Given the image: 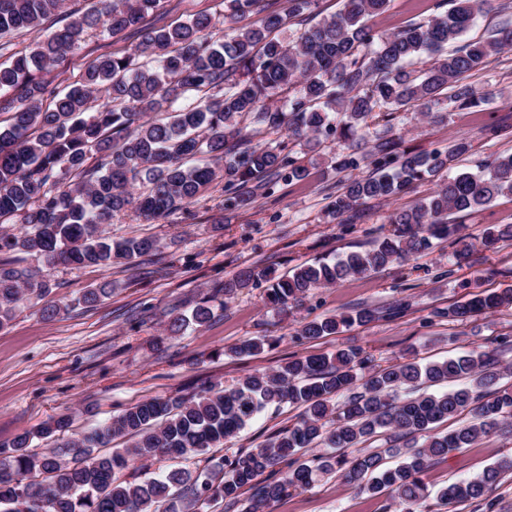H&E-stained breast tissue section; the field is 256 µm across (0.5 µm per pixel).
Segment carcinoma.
<instances>
[{"label": "carcinoma", "mask_w": 512, "mask_h": 512, "mask_svg": "<svg viewBox=\"0 0 512 512\" xmlns=\"http://www.w3.org/2000/svg\"><path fill=\"white\" fill-rule=\"evenodd\" d=\"M165 0H95L73 12L61 28L28 51L0 63V256L23 253L72 266L127 268L142 256L160 255L153 237L114 240L103 225L132 211L150 221L188 213L204 190L224 178L223 205L250 203L255 192L270 193L309 176L289 147L292 141L315 153L334 137L351 152L331 163L346 173L331 195L329 214L354 224L366 200H391L410 186L439 178L438 188L413 207L388 217L391 232L365 249L334 261H320L279 277L271 266L239 270L216 292L226 296L267 284L264 305L275 314L314 290L367 275L417 255L431 240L456 236V261L480 246L496 250L512 239V226L486 229L473 243L458 235L450 216L512 196V153L496 156L477 173H439L469 153L461 136L446 151L402 148L392 133L394 113L409 103L431 112L474 109L486 95L466 79L493 56L512 51V20L486 39L448 49L473 26L489 0H451L452 8L392 33L367 24L389 0H343L342 8L289 39L292 21L315 15L319 0H220L224 34L209 14L198 13L170 27L147 24ZM64 0H0V39L37 28L62 12ZM104 26L116 35L138 38L121 54H102L81 79L60 94L46 78L51 68L75 52L85 35ZM383 127H376V122ZM288 132V140L266 136ZM369 146L366 152L361 145ZM372 171L359 175L363 164ZM113 284L88 288L64 303L51 298L53 284L28 266L0 263V328L20 303L44 302L49 320L61 310L93 304L110 295ZM512 306V290L469 293L467 299L434 311L451 322ZM408 304L362 307L304 323L299 335L313 340L354 323L392 319ZM213 308L197 305L191 317L172 315L168 331L203 325ZM269 343L265 336L232 349L249 356ZM501 375L498 359L471 352L421 365L403 362L374 367L360 349L332 355L309 354L273 372L250 373L228 390L204 388L189 397L148 398L112 421L78 437L29 451L33 439L59 440L72 424L68 414L25 430L0 445V512H201L213 502L224 512H269L290 490L340 474L361 492L387 490L400 512H426L422 476L431 462L501 428L512 419V391L490 390ZM419 391L397 399L401 389ZM302 408L295 423L276 431L254 449L211 458L194 470L172 469L161 478L119 481L116 473L137 462L205 454L236 437L266 409ZM467 411L472 420L450 433L435 425ZM385 437V448L360 444ZM419 436L401 448L395 442ZM115 438L129 444L96 455ZM328 452L315 454L316 448ZM311 457H306V453ZM400 455L396 467L386 457ZM512 470V461L480 477L453 481L438 492L444 506L471 502L492 509L490 486ZM247 490L253 491L249 498Z\"/></svg>", "instance_id": "cac0c4a2"}]
</instances>
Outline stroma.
Masks as SVG:
<instances>
[{"label":"stroma","mask_w":512,"mask_h":512,"mask_svg":"<svg viewBox=\"0 0 512 512\" xmlns=\"http://www.w3.org/2000/svg\"><path fill=\"white\" fill-rule=\"evenodd\" d=\"M439 2L390 0L387 10L369 24L376 31L392 32L427 20L437 13ZM129 45L121 35H88L80 50L58 62L48 78L53 86L65 87L78 80L99 54L120 52ZM471 81L491 94L483 107L454 111L442 120L424 116L413 104L401 108L394 124L404 147L444 150L458 137H467L473 148L452 162L455 172L478 171L498 154L512 152V136L490 139L483 131L497 120L512 124V51L491 57ZM345 151L337 141H324L320 160L310 165L306 180L278 187L274 195L256 198L242 209H223L224 185L218 182L191 205L190 217L179 214L147 221L128 212L107 225V232L116 239H159L162 257L158 260L142 257L135 267L116 265L103 270L23 256L24 265L55 283V293L62 300L78 297L83 289L105 280L115 282L116 288L95 306H79L51 320L42 318L40 301H26L0 329V445L60 414L71 415L69 434L74 437L140 400L191 394L209 386L229 389L245 375L272 371L295 356L352 347L365 350L379 365L425 363L488 350L504 337L512 340V308L477 315L461 324L434 314L435 309L462 300L468 291L512 289V240L501 242L494 252L474 251L453 265L448 261L453 244L437 239L409 261L317 289L282 316L265 311L263 287H250L225 299L206 325L180 335L167 331L170 311L190 313L197 302L211 298L213 285L241 268L264 263L286 274L352 251L371 242L393 210L414 205L436 188L435 182H421L395 200L360 204L356 223L331 221L326 189L339 176L329 160ZM454 221L472 238L481 237L491 226L512 225V196L457 214ZM464 281L469 289H461ZM401 298L410 307L397 320L356 324L312 341L297 336L301 323L356 307L386 306ZM254 336L273 338L274 344L253 356L230 355L231 347ZM298 414V409L286 405L268 408L210 454L219 458L240 448L258 447L273 432L293 424ZM510 458L512 433L500 431L435 460L424 482L434 493L450 480L476 477ZM390 504V493L372 497L332 475L283 497L273 512H388Z\"/></svg>","instance_id":"1"}]
</instances>
